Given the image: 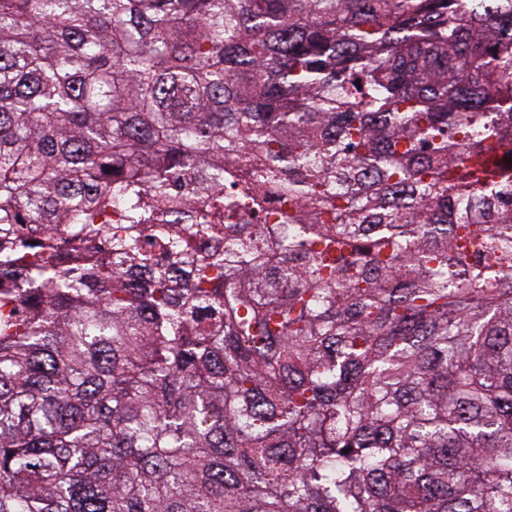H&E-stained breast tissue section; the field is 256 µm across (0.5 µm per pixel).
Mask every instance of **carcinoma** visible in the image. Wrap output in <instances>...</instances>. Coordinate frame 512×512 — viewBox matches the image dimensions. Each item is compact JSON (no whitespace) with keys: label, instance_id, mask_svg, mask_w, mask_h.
Returning <instances> with one entry per match:
<instances>
[{"label":"carcinoma","instance_id":"obj_1","mask_svg":"<svg viewBox=\"0 0 512 512\" xmlns=\"http://www.w3.org/2000/svg\"><path fill=\"white\" fill-rule=\"evenodd\" d=\"M0 512H512V0H0Z\"/></svg>","mask_w":512,"mask_h":512}]
</instances>
